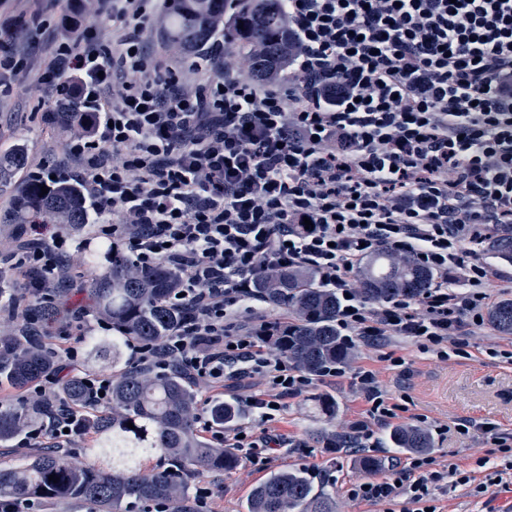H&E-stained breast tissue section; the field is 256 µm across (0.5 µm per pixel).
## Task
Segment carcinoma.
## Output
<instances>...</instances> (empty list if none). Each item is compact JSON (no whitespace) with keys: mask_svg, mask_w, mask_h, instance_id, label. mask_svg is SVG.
I'll list each match as a JSON object with an SVG mask.
<instances>
[{"mask_svg":"<svg viewBox=\"0 0 512 512\" xmlns=\"http://www.w3.org/2000/svg\"><path fill=\"white\" fill-rule=\"evenodd\" d=\"M225 0H173L163 32L165 43L193 55L215 35V23L224 19ZM229 45L247 53L258 78L281 67L288 53V31L279 0H254L241 5L225 34ZM94 112L82 109L78 96L58 103L51 121L61 133L87 132ZM22 145L0 152V175L25 168ZM31 179L13 196L12 221L36 224L50 219L79 233L89 222V208L79 188L70 182L47 186ZM493 249L512 257V233L493 236ZM357 277L361 296L383 302L400 296L417 297L431 288L434 275L409 255L381 249L367 257ZM178 272L164 264L143 268L112 253L111 265L86 289L88 311L112 323V336L87 341L89 357L112 365V411L96 405L87 372L63 379L59 394L77 416L79 429L94 435L90 451L102 462L77 467L67 450L46 442L44 449L19 466H0V506L15 508L45 498L74 500L94 512H132L136 506L161 505L166 512H191L189 480L199 469L230 471L239 464L233 448H217L197 428L198 391L180 372L158 374L132 368L123 357L127 342L154 344L178 327L182 315L168 298L178 288ZM254 296L287 312L286 331L273 346L294 367L318 373L353 357L336 329L339 300L336 292L321 288L309 269L266 268L253 284ZM25 311L39 321L34 335L0 336V385L25 389L53 373L58 356L41 336L52 325L59 306H44L30 294ZM492 326L512 335V298H503L488 312ZM52 409L37 405H0V447L32 428ZM212 425L231 427L245 417L236 403L207 405ZM133 423L134 428L127 427ZM394 447L413 453L433 448L432 436L417 426H397L389 433ZM59 477L57 482L49 476ZM245 512H336L330 494L314 490L309 473L278 468L253 487Z\"/></svg>","mask_w":512,"mask_h":512,"instance_id":"carcinoma-1","label":"carcinoma"}]
</instances>
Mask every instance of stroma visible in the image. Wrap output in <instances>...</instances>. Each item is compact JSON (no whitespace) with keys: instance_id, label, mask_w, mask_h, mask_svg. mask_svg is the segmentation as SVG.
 I'll list each match as a JSON object with an SVG mask.
<instances>
[{"instance_id":"stroma-1","label":"stroma","mask_w":512,"mask_h":512,"mask_svg":"<svg viewBox=\"0 0 512 512\" xmlns=\"http://www.w3.org/2000/svg\"><path fill=\"white\" fill-rule=\"evenodd\" d=\"M14 14L44 12L47 23L39 34L15 42L13 52L28 63L27 70L13 83L10 91L0 93V151L16 141H23L28 164L53 163L64 157V136L53 128L48 115L56 106V95L40 85L42 69L52 59L59 39L71 29L86 27L96 17L91 0H6ZM165 12H158L145 28L141 40L146 50L162 67L175 68L184 85L199 82L192 56L178 54L161 37ZM465 356L438 358L419 350L410 340L399 338L381 345H361L356 349L355 366L374 370L395 403L404 405L401 424L415 425L419 420L446 422L469 420L475 430L461 435L449 432L438 438L430 450L436 470L448 464L476 476V483L460 484L448 478L432 486L430 498L437 512H512V490L502 487L512 478L506 459L486 435L480 424L489 423L499 431L512 434V335H504L492 326L476 330L469 339ZM404 357L405 372L392 369L387 354ZM331 399L335 413L322 412L317 403ZM366 404L352 386L349 375L329 377L303 395L288 400L284 409L268 422L270 433L286 437L292 445L274 452L273 463L261 457H242L230 472H204L192 485L207 489L200 512H243L251 489L262 481L271 468H300L312 476L316 487L332 496L336 512H384L383 506L371 505L352 496L359 482L388 476L392 463L405 455L389 442L388 427L378 429L377 445L371 449L352 448L338 453L331 449L329 435H344ZM378 460L376 470H362L363 456Z\"/></svg>"}]
</instances>
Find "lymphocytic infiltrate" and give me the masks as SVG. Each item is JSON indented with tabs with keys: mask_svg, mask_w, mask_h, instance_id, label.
I'll return each instance as SVG.
<instances>
[{
	"mask_svg": "<svg viewBox=\"0 0 512 512\" xmlns=\"http://www.w3.org/2000/svg\"><path fill=\"white\" fill-rule=\"evenodd\" d=\"M99 2L120 35L88 27L66 37L39 77L98 119L66 142L69 165L39 164L29 176L76 181L98 235L136 265L178 271L170 302L187 318L160 344L130 343L134 364L196 383L261 379L248 404L272 421L318 376L275 352L280 323L231 322L266 266L312 270L334 290L348 345L403 337L443 358L464 352L499 277L486 244L512 225V0H280L288 55L278 78L220 67L218 38L204 57L212 76L187 90L141 42L159 0ZM27 233L8 260L53 303L70 239L42 224ZM383 248L433 271L432 287L362 298L350 282ZM351 380L366 409L345 445L370 448L398 406L373 370ZM432 463L409 456L352 494L426 512L430 483L470 480Z\"/></svg>",
	"mask_w": 512,
	"mask_h": 512,
	"instance_id": "lymphocytic-infiltrate-1",
	"label": "lymphocytic infiltrate"
}]
</instances>
